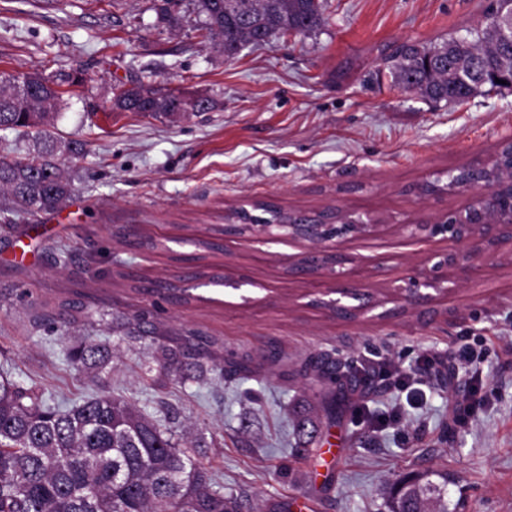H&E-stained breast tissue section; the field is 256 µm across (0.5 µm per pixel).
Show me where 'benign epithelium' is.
Segmentation results:
<instances>
[{
  "label": "benign epithelium",
  "mask_w": 512,
  "mask_h": 512,
  "mask_svg": "<svg viewBox=\"0 0 512 512\" xmlns=\"http://www.w3.org/2000/svg\"><path fill=\"white\" fill-rule=\"evenodd\" d=\"M509 163L512 169V137L503 140L497 151L487 159L475 160L469 164L448 171V179L453 181V188L469 194V203L459 210L458 216L451 222L436 219L424 224H405L404 230L411 239L428 242L433 238L448 244L444 251L431 256L435 263L430 267L415 270L403 279V284L394 289L392 298L407 302H428L433 293L448 291V269L456 268L480 275L485 265L497 257L499 245L512 238V179H504L494 185L486 181L465 179L461 172L475 169H487L494 161ZM262 230L266 238L274 239L283 233L290 239H307L323 245V251L329 256V268L321 272L333 280L343 282L339 288H327L323 295L327 299H316L320 306L334 311L347 309L357 315L378 307L376 303L361 302L357 305L342 302V299H357L354 294L352 269L347 267L351 259L333 252L327 243L346 233L359 236H371L377 231V225L361 217L351 219L344 224H300L296 215L284 224H251L249 232ZM433 293H428V290ZM334 294L336 298H328Z\"/></svg>",
  "instance_id": "benign-epithelium-1"
}]
</instances>
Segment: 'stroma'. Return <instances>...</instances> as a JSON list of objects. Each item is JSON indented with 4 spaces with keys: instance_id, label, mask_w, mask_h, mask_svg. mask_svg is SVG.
<instances>
[{
    "instance_id": "1",
    "label": "stroma",
    "mask_w": 512,
    "mask_h": 512,
    "mask_svg": "<svg viewBox=\"0 0 512 512\" xmlns=\"http://www.w3.org/2000/svg\"><path fill=\"white\" fill-rule=\"evenodd\" d=\"M487 0H325L324 25L273 36L233 58L201 44L195 0H180V24L155 0H0V74L47 76L80 68L85 81L48 121L79 158L58 151L73 192L54 211L0 227V372L38 383L63 407L90 394L66 359L69 340L106 338L114 358L107 384L170 429L191 434L196 457L225 494L249 512H280L303 500L307 512H390L400 476L448 472L458 512H512V262L479 278L453 275L435 297L434 317L404 306L342 320L315 306L325 278L301 279L288 265L306 243L229 238L203 250L227 214L273 201L286 211L332 207L370 217L380 233L340 240L362 292L385 297L445 242L415 243L400 230L467 204L465 192L424 196L435 175L490 155L512 136V89L454 105H428L394 87L382 68L386 45L466 36ZM156 83L204 95L214 107L171 117L110 109L114 86ZM206 257L219 281L197 277ZM139 271L190 295L187 305L131 289ZM145 315L150 337L130 341L113 315ZM192 336L247 366L232 382L205 372L181 379L154 362L159 345ZM486 349L482 361L445 378L460 337ZM276 347L277 361L266 360ZM339 368L332 384L301 377L310 357ZM437 365L416 388L396 384L361 398L362 363L387 361L412 372L421 356ZM479 377L485 400L465 425L449 404ZM335 401L327 416L326 401ZM312 407V435L297 437L296 414ZM308 452L296 456L297 444Z\"/></svg>"
}]
</instances>
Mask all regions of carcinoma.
Returning a JSON list of instances; mask_svg holds the SVG:
<instances>
[{"instance_id":"cac0c4a2","label":"carcinoma","mask_w":512,"mask_h":512,"mask_svg":"<svg viewBox=\"0 0 512 512\" xmlns=\"http://www.w3.org/2000/svg\"><path fill=\"white\" fill-rule=\"evenodd\" d=\"M205 16L202 38L235 56L245 44L261 45L279 33H307L325 23L320 0H197ZM512 16L509 0H490L474 37L452 36L440 42L404 41L382 58L394 86L434 105L461 103L500 87L495 79L512 78V30L498 15ZM80 85L83 71L51 79L36 72L0 78V131L17 136L35 133L44 141L35 155L0 157V224L12 215L60 208L71 184L55 159L53 137L42 129L63 102L60 86ZM213 103L185 97L160 86L140 85L113 92L110 109L148 116L208 112ZM162 367L200 379L204 365L222 379L245 366L214 357L202 337L191 346L157 349ZM75 375L95 393L62 409L48 403L37 387L0 379V512H242L238 498L224 495L196 460L197 445L179 444L172 433L143 410L107 387L112 344L88 337L67 348ZM302 376L336 381V361L312 357ZM420 484L409 476L392 488V512H448L444 500L448 473Z\"/></svg>"}]
</instances>
